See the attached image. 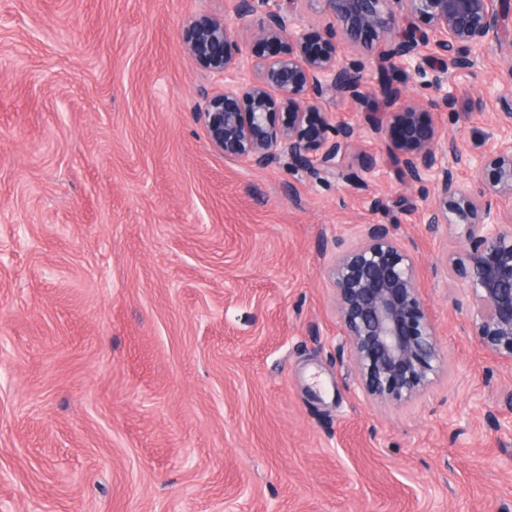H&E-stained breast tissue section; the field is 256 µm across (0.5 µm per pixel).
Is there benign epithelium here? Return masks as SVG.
Returning <instances> with one entry per match:
<instances>
[{
  "label": "benign epithelium",
  "instance_id": "7a95c632",
  "mask_svg": "<svg viewBox=\"0 0 512 512\" xmlns=\"http://www.w3.org/2000/svg\"><path fill=\"white\" fill-rule=\"evenodd\" d=\"M304 2L237 0L236 14L255 23L256 41L276 46L268 56L245 57L222 20L201 17L185 27L187 50L205 68L225 78L245 67L253 72L200 105L209 144L225 157L257 169L286 159L315 179L362 180L344 173L354 128L322 112V103L331 95L372 93L363 64L347 61L348 49L368 35L382 41L384 56L405 61L416 74L433 64L445 107L456 96L443 89L448 69L468 68L473 50L495 48L507 59L494 86L496 120L512 124V36L504 33L498 0H318L330 25L313 45ZM379 96L388 111L374 118V133L401 165L402 184L432 178L427 223L452 228L463 243L448 255L444 272L480 306L473 336L489 356L512 364V141L478 158L475 171H490L489 181L460 184L448 168L445 132L421 119L423 102L387 81ZM276 108L288 111V123L273 122ZM316 114L321 120L309 123ZM331 278L343 327L338 350H349L363 393L380 404L413 400L438 374L442 356L412 244L390 224H367L356 245L335 259Z\"/></svg>",
  "mask_w": 512,
  "mask_h": 512
}]
</instances>
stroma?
Here are the masks:
<instances>
[{"mask_svg":"<svg viewBox=\"0 0 512 512\" xmlns=\"http://www.w3.org/2000/svg\"><path fill=\"white\" fill-rule=\"evenodd\" d=\"M236 0H0V512H512V366L491 365L461 283L437 275L430 182L402 185L365 106L324 103L360 185L208 143L224 87L183 29L211 15L269 54ZM491 49L394 74L422 118L496 145ZM414 246L444 367L409 404L368 401L328 276L364 225ZM495 412L500 428L487 420Z\"/></svg>","mask_w":512,"mask_h":512,"instance_id":"stroma-1","label":"stroma"}]
</instances>
